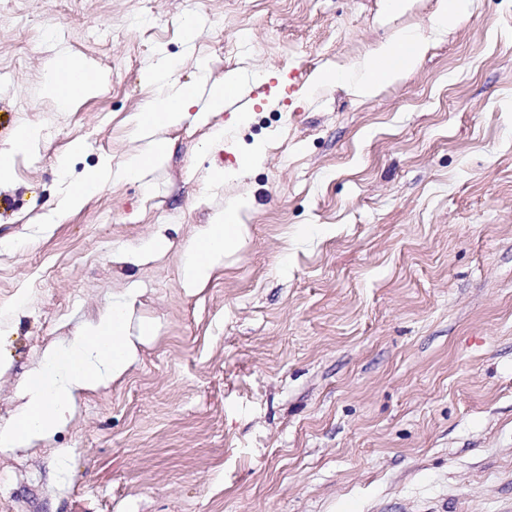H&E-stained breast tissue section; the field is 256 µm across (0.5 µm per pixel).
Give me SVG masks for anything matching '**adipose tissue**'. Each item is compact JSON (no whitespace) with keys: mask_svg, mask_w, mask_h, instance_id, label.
<instances>
[{"mask_svg":"<svg viewBox=\"0 0 512 512\" xmlns=\"http://www.w3.org/2000/svg\"><path fill=\"white\" fill-rule=\"evenodd\" d=\"M429 46L427 37L413 31L399 34L378 46L371 58L357 69H327L320 72L314 87L344 84L360 99L375 96L385 84L397 81L417 66ZM86 61L59 51L50 61L42 82L46 99L61 112L71 110L76 100L93 95L100 81L86 78ZM146 84L159 90L135 116L137 132L150 134L140 150L127 154L120 166L102 160L90 176L97 182L142 178L157 168L166 143L157 131L181 125L189 117L192 92L181 85L166 58H159L147 71ZM42 129L19 124L8 148L0 151V182L10 179L17 157L27 156L38 146ZM251 209L248 196L227 200L216 220L200 228L184 253L180 278L183 287L200 288L229 255L239 250L248 237L246 218ZM155 328L135 316L133 301L113 305L65 343L47 347L40 361L22 382L24 399L13 422L0 427V447L32 448L65 426L84 392L107 385L124 376L138 361L142 346L153 339Z\"/></svg>","mask_w":512,"mask_h":512,"instance_id":"ef3b65f1","label":"adipose tissue"}]
</instances>
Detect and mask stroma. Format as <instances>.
Segmentation results:
<instances>
[{
    "instance_id": "35a3bbf8",
    "label": "stroma",
    "mask_w": 512,
    "mask_h": 512,
    "mask_svg": "<svg viewBox=\"0 0 512 512\" xmlns=\"http://www.w3.org/2000/svg\"><path fill=\"white\" fill-rule=\"evenodd\" d=\"M438 7L0 0V145L43 129L0 187V426L44 349L127 293L156 327L66 429L0 450V512H512V0H473L444 36ZM406 29L431 46L376 97L301 95ZM58 49L104 75L68 112L40 94ZM162 56L193 92L163 162L60 212L63 175L137 149L127 119ZM235 69L267 80L212 148L235 109L205 111L203 86ZM237 193L245 246L183 287L184 247Z\"/></svg>"
}]
</instances>
